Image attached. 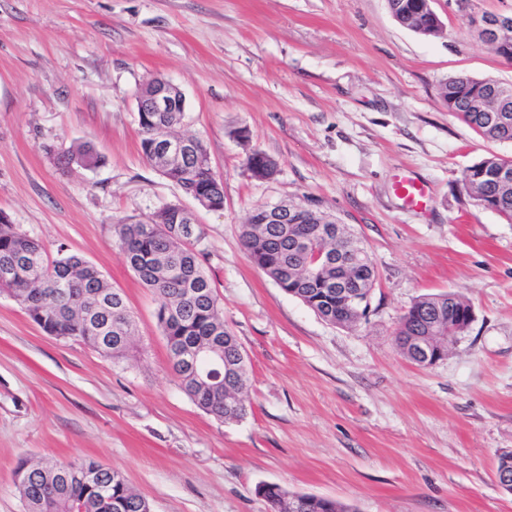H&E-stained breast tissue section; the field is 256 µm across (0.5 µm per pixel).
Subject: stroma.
Returning a JSON list of instances; mask_svg holds the SVG:
<instances>
[{
    "label": "stroma",
    "instance_id": "stroma-1",
    "mask_svg": "<svg viewBox=\"0 0 512 512\" xmlns=\"http://www.w3.org/2000/svg\"><path fill=\"white\" fill-rule=\"evenodd\" d=\"M433 7L445 29L424 38L387 0H0V211L49 257L96 265L137 324L115 363L46 335L0 293V512H23L21 462L76 458L121 470L154 512H268L263 483L357 512H512L496 479L512 451V223L461 182L512 144L483 141L440 95L460 73L512 83V62L451 0ZM155 76L183 92L177 130L205 146L223 210L143 157L136 96ZM84 143L103 165L62 169L56 154ZM254 149L276 160L273 179L251 177ZM399 176L425 185L424 207L402 203ZM310 199L374 263L358 326L322 320L243 246L253 208ZM169 204L205 231L249 357L245 420H217L178 387L156 297L113 240L117 222ZM448 291L475 319L424 369L395 328L415 299Z\"/></svg>",
    "mask_w": 512,
    "mask_h": 512
}]
</instances>
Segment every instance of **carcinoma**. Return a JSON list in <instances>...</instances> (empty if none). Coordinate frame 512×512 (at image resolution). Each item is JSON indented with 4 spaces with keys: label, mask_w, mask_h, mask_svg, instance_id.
Wrapping results in <instances>:
<instances>
[{
    "label": "carcinoma",
    "mask_w": 512,
    "mask_h": 512,
    "mask_svg": "<svg viewBox=\"0 0 512 512\" xmlns=\"http://www.w3.org/2000/svg\"><path fill=\"white\" fill-rule=\"evenodd\" d=\"M393 15L403 26L424 36L439 34V21L426 8V0H392ZM492 79L458 75L448 79L441 96L448 111L489 142L511 143L512 125L501 126L491 112H473L471 100L499 86ZM183 119L181 112L139 113L140 146L148 161L186 195L208 208L220 206L224 196L218 189L216 174L209 167L206 149L197 142L196 150L171 161L162 157L160 131L174 130ZM66 166L93 169L102 159L92 147L79 145L58 157ZM492 155L483 157L463 171L462 182L478 204L492 209L512 222V181L503 184L493 172ZM127 266L140 282L157 297V323L167 343L191 351L208 336H223L224 360L237 356L240 342L224 322V311L215 286L204 267V253L197 248L203 239L199 225L175 206H165L145 220L120 221L113 225ZM288 225L269 224L261 235L252 225L242 226L243 244L253 263L272 280L284 275V269L312 265L318 247L312 242L309 252L293 253L286 246ZM9 268V276H0V292L9 294L30 319L49 336L79 341L98 350L114 362L127 358L130 346L121 340L135 334L136 324L125 295L112 288L102 272L76 254L49 258L43 245L20 232L0 212V268ZM293 297L312 304L311 310L330 324L353 327L344 300L336 297V287H324L322 279L302 275L291 284ZM455 293L423 295L407 311L396 330L401 353L411 358L408 340L422 333L429 310L448 307ZM182 391L204 412L218 420L238 422L248 415L246 404L234 406L225 401L230 385L243 393L247 374L204 377V384L193 385L174 370ZM28 480L15 483L25 512H146L150 503L135 493L118 469L93 460H49L25 462Z\"/></svg>",
    "instance_id": "1"
}]
</instances>
